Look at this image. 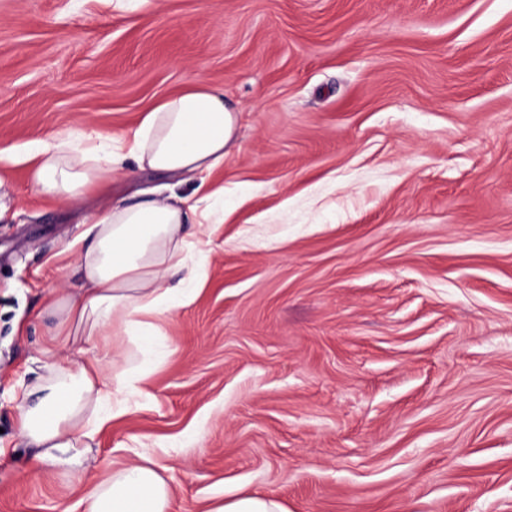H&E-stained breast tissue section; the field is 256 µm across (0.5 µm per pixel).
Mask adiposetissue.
Segmentation results:
<instances>
[{
  "label": "adipose tissue",
  "instance_id": "obj_1",
  "mask_svg": "<svg viewBox=\"0 0 512 512\" xmlns=\"http://www.w3.org/2000/svg\"><path fill=\"white\" fill-rule=\"evenodd\" d=\"M236 130L237 114L225 105L223 89L195 82L131 132L49 136L30 150L32 178L43 196L68 202L104 187L129 158L139 168L173 176L205 173L223 161ZM197 210L173 195L87 214L93 240L75 265L78 286L49 304L57 331L77 344L78 355L47 365L46 377L19 406V428L36 449L27 471L66 467L86 484L84 512H168L169 484L150 459L112 462L89 482L80 450L123 414L122 395L152 369L146 360L118 377L108 375V366L123 355L115 337L150 350L155 319L174 316L194 295L197 270L190 254L211 242V227L196 221Z\"/></svg>",
  "mask_w": 512,
  "mask_h": 512
}]
</instances>
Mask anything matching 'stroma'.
Segmentation results:
<instances>
[{"mask_svg":"<svg viewBox=\"0 0 512 512\" xmlns=\"http://www.w3.org/2000/svg\"><path fill=\"white\" fill-rule=\"evenodd\" d=\"M236 143L194 301L96 436L147 455L169 512L259 495L287 512H512V0H0V512H83L28 475L22 393L86 212L42 197L27 147L135 129L192 81Z\"/></svg>","mask_w":512,"mask_h":512,"instance_id":"35a3bbf8","label":"stroma"}]
</instances>
